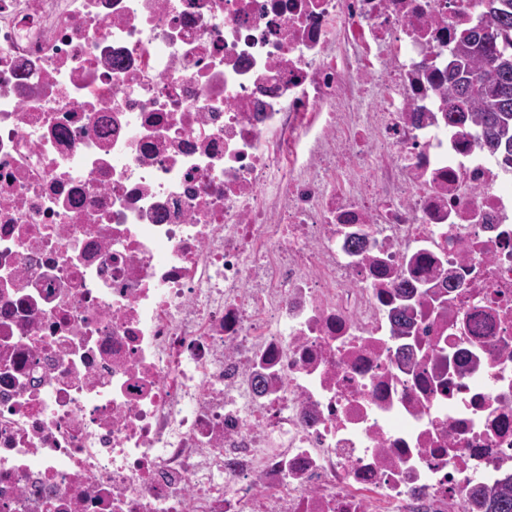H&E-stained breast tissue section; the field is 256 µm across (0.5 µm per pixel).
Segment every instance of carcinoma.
Returning a JSON list of instances; mask_svg holds the SVG:
<instances>
[{
	"instance_id": "1",
	"label": "carcinoma",
	"mask_w": 512,
	"mask_h": 512,
	"mask_svg": "<svg viewBox=\"0 0 512 512\" xmlns=\"http://www.w3.org/2000/svg\"><path fill=\"white\" fill-rule=\"evenodd\" d=\"M491 18L457 38L460 71L448 72V111L453 123L474 119L483 147L512 164V0H475ZM485 512H512V480L484 502Z\"/></svg>"
}]
</instances>
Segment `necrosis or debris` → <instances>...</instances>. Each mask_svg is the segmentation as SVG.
Wrapping results in <instances>:
<instances>
[{
    "mask_svg": "<svg viewBox=\"0 0 512 512\" xmlns=\"http://www.w3.org/2000/svg\"><path fill=\"white\" fill-rule=\"evenodd\" d=\"M467 0H0V512H482L512 168ZM475 1L492 20L486 29L474 28L457 38L456 61L460 71L448 70V109L452 123L474 119L478 138L492 153L503 154L512 164V0ZM494 72L501 89L473 82L475 75Z\"/></svg>",
    "mask_w": 512,
    "mask_h": 512,
    "instance_id": "necrosis-or-debris-1",
    "label": "necrosis or debris"
}]
</instances>
